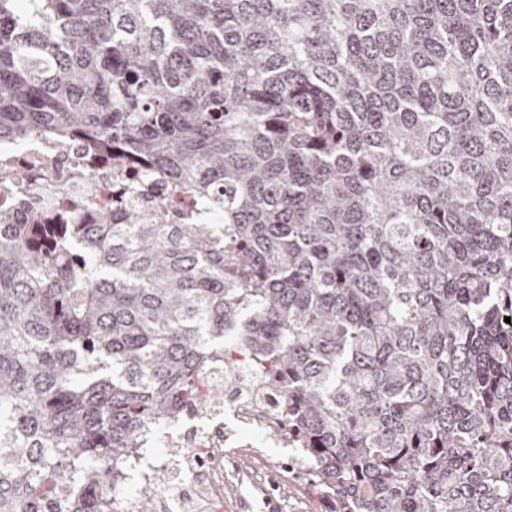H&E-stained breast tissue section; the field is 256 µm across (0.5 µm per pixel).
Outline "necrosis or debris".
<instances>
[{
	"label": "necrosis or debris",
	"mask_w": 512,
	"mask_h": 512,
	"mask_svg": "<svg viewBox=\"0 0 512 512\" xmlns=\"http://www.w3.org/2000/svg\"><path fill=\"white\" fill-rule=\"evenodd\" d=\"M25 179H17L16 170ZM175 188L144 179L136 164L87 169L81 139L34 136L18 146H0V209L24 211L39 224H89L99 213L125 201L151 216ZM206 394L189 405L166 432L168 452L144 450L153 434L138 432L133 451L140 459L135 494L123 496V512H139L150 500L155 512H224V459L241 452L282 447L287 433V397L243 364L211 361L198 379Z\"/></svg>",
	"instance_id": "obj_1"
}]
</instances>
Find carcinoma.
<instances>
[{"instance_id":"1","label":"carcinoma","mask_w":512,"mask_h":512,"mask_svg":"<svg viewBox=\"0 0 512 512\" xmlns=\"http://www.w3.org/2000/svg\"><path fill=\"white\" fill-rule=\"evenodd\" d=\"M84 137L224 217L0 216V512L242 351L334 512H512V0H0V141Z\"/></svg>"}]
</instances>
